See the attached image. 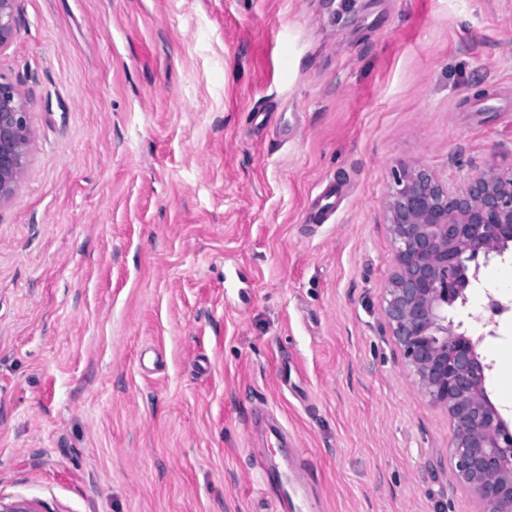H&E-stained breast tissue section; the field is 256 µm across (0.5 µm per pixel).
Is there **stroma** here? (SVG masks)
Masks as SVG:
<instances>
[{
  "mask_svg": "<svg viewBox=\"0 0 512 512\" xmlns=\"http://www.w3.org/2000/svg\"><path fill=\"white\" fill-rule=\"evenodd\" d=\"M0 498L478 512L380 301L394 168L512 161V0H19ZM450 308L512 421V249ZM507 307L494 314L489 295Z\"/></svg>",
  "mask_w": 512,
  "mask_h": 512,
  "instance_id": "35a3bbf8",
  "label": "stroma"
}]
</instances>
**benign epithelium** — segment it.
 <instances>
[{
	"instance_id": "obj_1",
	"label": "benign epithelium",
	"mask_w": 512,
	"mask_h": 512,
	"mask_svg": "<svg viewBox=\"0 0 512 512\" xmlns=\"http://www.w3.org/2000/svg\"><path fill=\"white\" fill-rule=\"evenodd\" d=\"M18 0H0V51L17 35ZM35 129L28 101L0 81V207L16 195ZM393 270L381 314L420 389L448 415L450 459L479 512H512V427L489 399L486 370L473 340L455 332L448 308L466 303L467 263L512 243V162L458 185L431 169H395L386 198Z\"/></svg>"
}]
</instances>
